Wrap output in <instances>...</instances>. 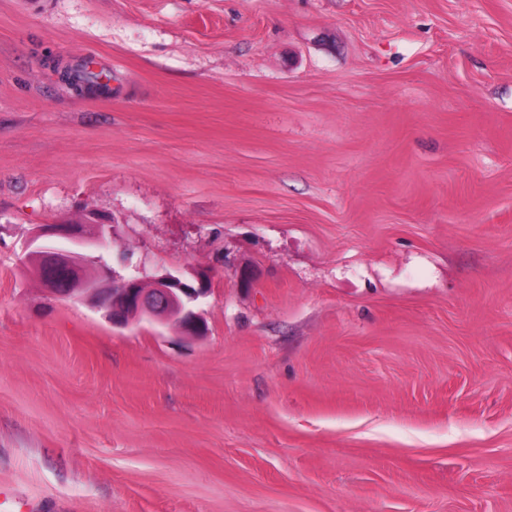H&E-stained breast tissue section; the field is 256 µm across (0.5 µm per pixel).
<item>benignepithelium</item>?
I'll return each mask as SVG.
<instances>
[{"instance_id": "benign-epithelium-1", "label": "benign epithelium", "mask_w": 512, "mask_h": 512, "mask_svg": "<svg viewBox=\"0 0 512 512\" xmlns=\"http://www.w3.org/2000/svg\"><path fill=\"white\" fill-rule=\"evenodd\" d=\"M112 235V221L101 220L90 212L81 222L42 224L31 243L44 237L66 239L75 246H101ZM28 271L49 295L85 301L105 311L114 326L133 320L172 326L184 336L199 337L206 333V323L190 304L205 296L206 288H195L171 273L143 278L121 276L104 261L89 266L84 257L71 249L37 246L27 255ZM68 281L58 287L59 277Z\"/></svg>"}]
</instances>
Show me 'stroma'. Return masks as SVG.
<instances>
[{"instance_id": "1", "label": "stroma", "mask_w": 512, "mask_h": 512, "mask_svg": "<svg viewBox=\"0 0 512 512\" xmlns=\"http://www.w3.org/2000/svg\"><path fill=\"white\" fill-rule=\"evenodd\" d=\"M90 210L205 336L27 274ZM0 492L512 512V0H0Z\"/></svg>"}]
</instances>
